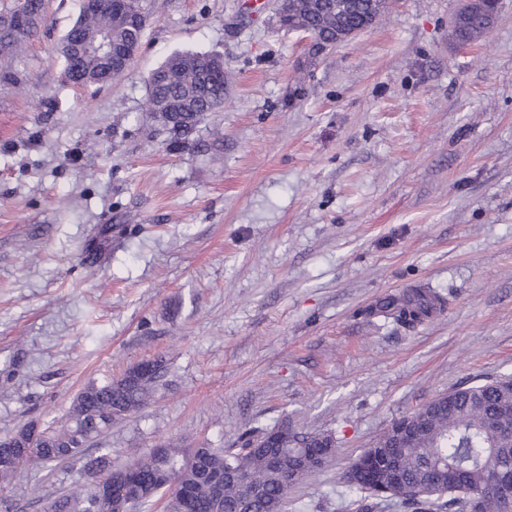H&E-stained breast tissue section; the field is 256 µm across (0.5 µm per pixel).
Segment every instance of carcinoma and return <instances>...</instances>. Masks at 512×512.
Here are the masks:
<instances>
[{
    "label": "carcinoma",
    "instance_id": "cac0c4a2",
    "mask_svg": "<svg viewBox=\"0 0 512 512\" xmlns=\"http://www.w3.org/2000/svg\"><path fill=\"white\" fill-rule=\"evenodd\" d=\"M32 24L22 34L14 33L7 20L18 0L0 9V39L13 43L10 52L0 56V80L16 81L12 60L24 48L27 38L42 18V0H27ZM390 7L389 0H288V29L312 37L331 40L338 31H350L376 22ZM494 21V10L461 8L455 15L452 36L460 41L484 37ZM107 25L102 10L81 8L80 15L65 39H86ZM181 70L167 78L150 82L145 111L168 126L174 120L178 134L189 136L199 113L215 112L224 105L230 75L211 84H201L197 70L206 68V53L182 52ZM104 64L88 58L75 72L74 83L85 85L84 75H99ZM174 101L192 103L194 111L172 117L165 107ZM443 299L424 290L389 298L384 311L400 326H413L441 307ZM162 367L140 372L133 366L124 374L103 383L87 385L76 397L66 422L58 428L41 431L34 454L24 448L0 446V490L24 477L28 466L38 462L52 466L69 460L82 462L85 469L104 472L103 479L136 487L147 493L142 506L158 497L166 498V512H284L290 475L305 452L329 460L335 453L330 434H306L275 427L255 438L245 439L241 448H202L192 463H185L186 449L164 443L123 468L112 467L110 451L87 458L82 444L89 443L112 428V423L146 406L157 390ZM408 428L400 450L398 475L393 478L375 460V454L388 446L394 432ZM512 430V378L499 377L451 389L446 396L394 421L372 444L348 465L344 480L355 494V512H379L383 502L396 500L405 512H470L469 495L482 493L478 512H509L497 485L512 486V453L502 450L511 444H498L500 431ZM47 512H108L97 502L92 488L77 485L59 493Z\"/></svg>",
    "mask_w": 512,
    "mask_h": 512
}]
</instances>
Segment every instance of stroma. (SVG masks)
<instances>
[{
  "label": "stroma",
  "instance_id": "1",
  "mask_svg": "<svg viewBox=\"0 0 512 512\" xmlns=\"http://www.w3.org/2000/svg\"><path fill=\"white\" fill-rule=\"evenodd\" d=\"M262 2L139 0L125 76L77 87L60 46L81 0H44L19 85L0 82V436L157 362L151 403L87 456L329 432L335 455L285 510L352 512L343 473L393 420L512 375V0L467 48L463 0H390L318 57ZM178 52L233 74L182 144L144 110ZM423 288L446 301L424 322L379 314ZM98 477L30 465L9 512Z\"/></svg>",
  "mask_w": 512,
  "mask_h": 512
}]
</instances>
